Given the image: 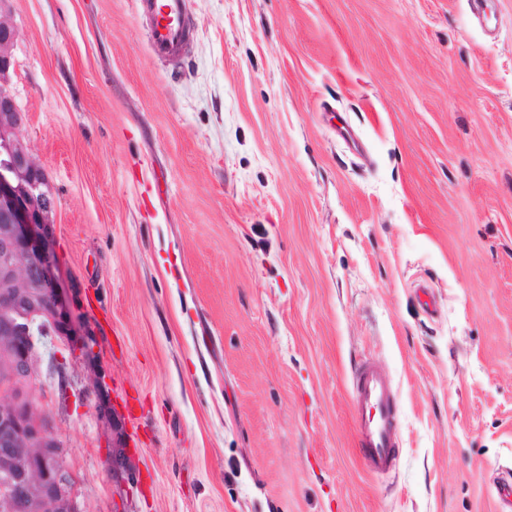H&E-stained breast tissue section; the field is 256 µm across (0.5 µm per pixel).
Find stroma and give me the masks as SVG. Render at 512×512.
I'll use <instances>...</instances> for the list:
<instances>
[{
  "mask_svg": "<svg viewBox=\"0 0 512 512\" xmlns=\"http://www.w3.org/2000/svg\"><path fill=\"white\" fill-rule=\"evenodd\" d=\"M9 88L97 329L35 395L88 512H495L512 469V0H7ZM120 357H113V348ZM397 391L394 469L350 382ZM138 396L120 494L94 367ZM136 9L149 22L151 52L160 58L177 56L189 34L187 0H137ZM350 397L354 450L370 473L393 469L398 441L395 389L387 374L371 363L352 372Z\"/></svg>",
  "mask_w": 512,
  "mask_h": 512,
  "instance_id": "stroma-1",
  "label": "stroma"
}]
</instances>
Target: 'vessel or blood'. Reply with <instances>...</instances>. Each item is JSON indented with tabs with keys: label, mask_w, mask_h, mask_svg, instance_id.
<instances>
[{
	"label": "vessel or blood",
	"mask_w": 512,
	"mask_h": 512,
	"mask_svg": "<svg viewBox=\"0 0 512 512\" xmlns=\"http://www.w3.org/2000/svg\"><path fill=\"white\" fill-rule=\"evenodd\" d=\"M136 9L149 22L151 52L160 58L177 56L189 34L187 0H136ZM350 406L356 456L368 472H389L398 441L395 389L389 376L374 364L358 365L352 373Z\"/></svg>",
	"instance_id": "b4317fda"
}]
</instances>
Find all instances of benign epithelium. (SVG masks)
<instances>
[{"instance_id": "obj_1", "label": "benign epithelium", "mask_w": 512, "mask_h": 512, "mask_svg": "<svg viewBox=\"0 0 512 512\" xmlns=\"http://www.w3.org/2000/svg\"><path fill=\"white\" fill-rule=\"evenodd\" d=\"M17 30L0 0V512H87L68 449L34 396L41 377L36 336L73 354L98 355L76 291L63 287L50 234L57 202L22 137L26 113L8 89ZM108 465L132 488L138 480L124 415L112 409Z\"/></svg>"}]
</instances>
